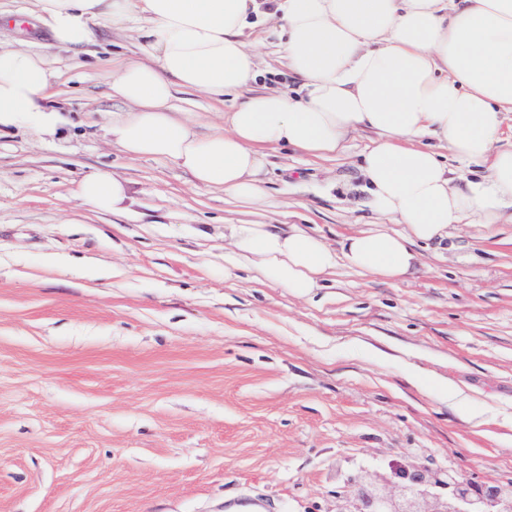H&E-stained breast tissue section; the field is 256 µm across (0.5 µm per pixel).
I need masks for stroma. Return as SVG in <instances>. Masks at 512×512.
Listing matches in <instances>:
<instances>
[{"label":"stroma","mask_w":512,"mask_h":512,"mask_svg":"<svg viewBox=\"0 0 512 512\" xmlns=\"http://www.w3.org/2000/svg\"><path fill=\"white\" fill-rule=\"evenodd\" d=\"M0 45L44 56L66 138L0 135V512H326L337 469L413 451L481 482L512 479V223L459 224L391 281L345 268L314 295L224 276V227L247 215L177 166L131 160L104 134L112 55L137 29L92 26L63 48L30 0H0ZM262 70L295 84L279 30L247 31ZM281 148L268 161L265 224H303L335 246L377 222L360 154ZM95 169L125 179L126 212L75 196ZM57 266H48V259ZM373 345L388 355L375 362ZM428 370L412 384L408 363ZM462 386L449 404L431 380ZM493 417L472 426L469 416Z\"/></svg>","instance_id":"stroma-1"}]
</instances>
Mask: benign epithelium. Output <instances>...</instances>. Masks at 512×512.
I'll return each instance as SVG.
<instances>
[{
	"label": "benign epithelium",
	"mask_w": 512,
	"mask_h": 512,
	"mask_svg": "<svg viewBox=\"0 0 512 512\" xmlns=\"http://www.w3.org/2000/svg\"><path fill=\"white\" fill-rule=\"evenodd\" d=\"M336 479V512H512V480L463 481L431 458L401 467L391 484L367 465Z\"/></svg>",
	"instance_id": "1"
}]
</instances>
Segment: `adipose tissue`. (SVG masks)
Listing matches in <instances>:
<instances>
[{"instance_id": "ef3b65f1", "label": "adipose tissue", "mask_w": 512, "mask_h": 512, "mask_svg": "<svg viewBox=\"0 0 512 512\" xmlns=\"http://www.w3.org/2000/svg\"><path fill=\"white\" fill-rule=\"evenodd\" d=\"M280 22L283 58L299 85L247 97L201 133L175 111L179 91L214 101L263 73L245 30L257 0H33L53 39L89 41L92 22H145L138 59L116 57L108 87L124 103L106 136L131 159L188 171L196 185L255 212L265 198L266 150L293 147L319 159L345 154L349 136L376 134L358 164L380 223L339 247L298 226L228 224L224 274L305 297L338 266L389 280L412 275L417 248L456 224L489 226L512 213V149L496 148L512 112V0H266ZM53 72L39 54L0 47V131L57 138L72 125L50 106ZM483 174L462 180L456 166ZM94 210L124 212L125 182L95 170L76 188Z\"/></svg>"}]
</instances>
